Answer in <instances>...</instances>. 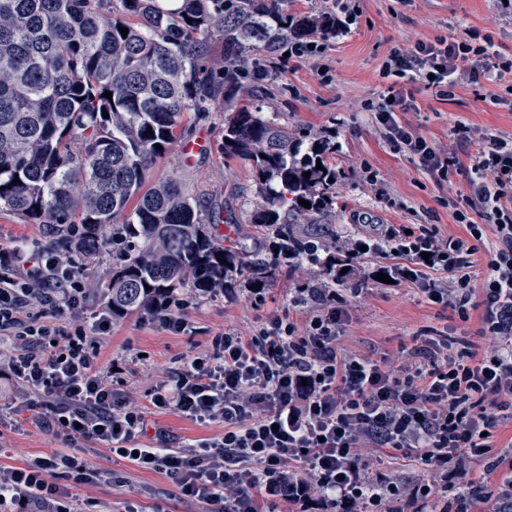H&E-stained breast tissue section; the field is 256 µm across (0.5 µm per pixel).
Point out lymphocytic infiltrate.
Masks as SVG:
<instances>
[{
    "instance_id": "f902f5d3",
    "label": "lymphocytic infiltrate",
    "mask_w": 512,
    "mask_h": 512,
    "mask_svg": "<svg viewBox=\"0 0 512 512\" xmlns=\"http://www.w3.org/2000/svg\"><path fill=\"white\" fill-rule=\"evenodd\" d=\"M463 73L475 85L502 80L512 56L492 34L467 28L394 50L380 76L422 81L445 100ZM405 108L402 97L386 98L374 117L395 149L418 156L432 178H447L451 160L397 121ZM470 173V193L450 202L467 238L444 241L426 227L401 226L366 246L383 257L404 255L385 274L464 321L470 269L486 252L484 352L442 337L425 339L396 367L346 355L339 347L345 297L310 288L295 299L315 305L304 323L276 317L249 336L215 337L212 351L187 362L174 383L149 391L153 407L223 424L222 435L181 448L139 444L144 411L117 399L99 365L112 311L90 312L74 265L0 248V268L12 273L0 284V374L14 380L19 404L37 396L38 426L64 440L48 456L0 467V512H90L73 493L102 476L83 454L87 441L170 474L181 496L213 512H512V448L495 449L489 438L512 420V140H485ZM489 231L492 242L479 248ZM38 304L67 325L31 314ZM394 451L414 456L422 478L381 470ZM471 462L496 475L495 498L458 494ZM62 479L70 490L60 489Z\"/></svg>"
}]
</instances>
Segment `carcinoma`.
I'll use <instances>...</instances> for the list:
<instances>
[{"instance_id":"1","label":"carcinoma","mask_w":512,"mask_h":512,"mask_svg":"<svg viewBox=\"0 0 512 512\" xmlns=\"http://www.w3.org/2000/svg\"><path fill=\"white\" fill-rule=\"evenodd\" d=\"M317 35L336 36V12L297 16L288 0H0V209L43 225L46 240L33 251L86 272L125 244L109 280L87 275L114 317L179 288L208 293L239 278L264 288L295 261L328 276L335 253H319L294 224L336 204V169L325 160L334 145L306 147L231 100L266 79L288 44ZM218 41L233 68L213 66ZM221 102L224 157L252 168L258 201L249 223L272 237L263 257L224 246L188 185L153 180L188 113Z\"/></svg>"}]
</instances>
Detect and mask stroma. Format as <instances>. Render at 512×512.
<instances>
[{
	"instance_id": "35a3bbf8",
	"label": "stroma",
	"mask_w": 512,
	"mask_h": 512,
	"mask_svg": "<svg viewBox=\"0 0 512 512\" xmlns=\"http://www.w3.org/2000/svg\"><path fill=\"white\" fill-rule=\"evenodd\" d=\"M349 8L343 35L325 41L323 52L277 60L272 93L251 100L265 118L297 135L332 137L335 150L327 161L340 174L335 211L326 223L303 225V232L330 248L344 247L367 231L385 235L392 224L432 225L442 238L466 237L464 225L455 222L443 201L469 193L468 172L482 138L512 137V104L492 101L496 95L503 98L512 76L478 85L462 82L446 101L436 99L421 82L400 81L398 90L410 108L398 113V120L459 162L458 170L440 182L425 172L417 157L391 149L364 104L378 99L383 89L379 69L392 49L471 27L490 32L512 54V18L499 11L496 0H350ZM323 66L330 69L329 79L318 73ZM223 129L222 109L190 117L184 137L204 141V148L188 161L181 151H174L159 160L154 175L189 185L204 209L235 214L236 224L217 230L225 245L266 247L270 240L261 227L247 221L256 189L253 171L242 161L225 158L220 148ZM386 263L383 257L362 256L354 260L353 272L344 281L349 318L341 345L347 353L395 359L415 347L418 337L440 335L484 348L485 262L470 270L476 292L465 322L452 308L430 304L410 285L372 279V272ZM359 281L364 289L357 293L353 287ZM323 285L315 266L296 263L282 267L261 294L241 288L231 302L220 293L180 290L187 303L188 326L178 335L140 314L113 321L110 335L101 343L99 364L111 372L113 389L145 410L148 428L142 443L154 442L161 432L170 446L178 448L221 434L220 424L199 423L151 407L149 390L173 382L187 361L224 332L248 336L273 316L305 321L308 307L293 306L292 300L300 289ZM61 445L59 436L21 417L0 424V466L23 465ZM85 449L91 465L108 474L79 492L81 498L95 502L98 512H124L129 505L138 512H207L206 506L183 500L169 475L135 467L94 442L86 443Z\"/></svg>"
}]
</instances>
